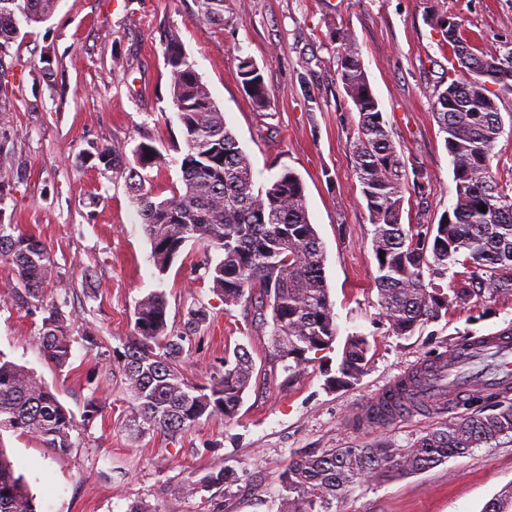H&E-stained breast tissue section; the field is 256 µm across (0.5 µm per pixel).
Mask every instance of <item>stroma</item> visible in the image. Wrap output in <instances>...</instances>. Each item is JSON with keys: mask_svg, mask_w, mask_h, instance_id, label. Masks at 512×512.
Wrapping results in <instances>:
<instances>
[{"mask_svg": "<svg viewBox=\"0 0 512 512\" xmlns=\"http://www.w3.org/2000/svg\"><path fill=\"white\" fill-rule=\"evenodd\" d=\"M459 15L485 47L512 44V0H224V20H202L195 0H58L52 16L21 29L5 62L0 124L19 169L0 202V222L41 240L60 271L44 308L16 305L18 281L0 260V352L32 370L71 412L67 452L10 431L0 435L37 512H278L288 462L329 448L412 447L450 416L489 401L361 426L357 412L394 378L469 335L512 329V296L484 294L449 309L410 336L395 335L378 303L369 212L349 147L357 115L336 77L335 32H351L380 108L405 159L422 165L432 190L410 198V214L438 223L455 202L452 165L432 115V92L450 50L428 24V10ZM185 53L249 155L256 183L282 169L302 179L309 217L325 250V274L338 335L305 372L284 370L270 329L253 302L225 305L196 265L205 249L188 241L166 274L151 259L137 203L121 174L99 168L85 150L104 144L133 158L139 143L166 159L150 190L155 199L181 188L183 133L169 94L166 31ZM261 69L271 91L257 111L238 78L240 59ZM96 286L86 290V273ZM164 291L168 327L183 331L190 309L208 322L187 334L184 375L206 384L224 357L246 347L254 372L237 417L204 420L171 440L130 434L133 401L120 377L98 374L133 332L136 303ZM58 305L72 338L71 366L57 370L40 345L44 309ZM98 338L97 346L84 340ZM184 332V331H183ZM370 343L365 373L329 386L348 336ZM100 412L88 416L89 404ZM234 473L231 494L215 489L174 497L169 485L197 481L210 468ZM512 486V436L430 469L393 472L354 483L341 512H482Z\"/></svg>", "mask_w": 512, "mask_h": 512, "instance_id": "35a3bbf8", "label": "stroma"}]
</instances>
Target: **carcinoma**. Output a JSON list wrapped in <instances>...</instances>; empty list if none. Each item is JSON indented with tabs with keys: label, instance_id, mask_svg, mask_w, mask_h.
Listing matches in <instances>:
<instances>
[{
	"label": "carcinoma",
	"instance_id": "1",
	"mask_svg": "<svg viewBox=\"0 0 512 512\" xmlns=\"http://www.w3.org/2000/svg\"><path fill=\"white\" fill-rule=\"evenodd\" d=\"M56 0H0V76L4 57L20 25L47 20ZM201 17L224 21V0H196ZM431 24L451 49L448 73L434 88L433 116L443 133L453 167L455 202L436 224L403 223L405 193L420 196L431 184L422 166L408 165L394 141L392 126L379 108L354 36L336 31L337 77L358 115L350 147L356 175L373 226L375 283L382 314L397 336H410L423 323L448 314L488 291L512 295V179L492 170L494 149L504 125L490 85L512 83V45L484 48L462 19L434 14ZM170 95L182 124L185 151L180 161L182 188L155 200L146 189L148 170L165 159L148 143L134 150L135 165L104 145L89 156L107 171L120 170L139 205L155 268L165 274L190 240L218 252L203 263L212 290L227 306L245 297L259 320L271 313L272 348L285 369L296 374L313 361L310 354L332 346L338 335L334 303L325 278V255L311 223L300 176L283 169L256 185L248 154L224 121L206 85L182 49L177 33L166 35ZM238 76L258 111L269 90L255 63L239 60ZM487 211H481V207ZM0 259L9 261L23 305L42 303L56 275L46 246L0 224ZM447 281L441 285V281ZM43 319L41 344L58 369L71 366L72 339L64 315L53 306ZM133 340L117 353L113 366L136 404L132 431H159L175 439L201 419L233 420L243 403L253 362L245 347L224 358V371L208 386L190 382L179 368L185 336L168 330L167 300L161 291L141 298L135 310ZM207 309L187 313L186 329L198 330ZM370 343L361 334L345 342L339 375L332 386L354 382L364 373ZM13 431L64 451L72 447L73 418L34 372L0 352V431ZM512 434V404L489 413L458 417L428 431L399 455L384 448H332L289 461L283 474L279 512H338L354 482L386 473H416ZM235 476L210 469L197 482L173 484L172 496L214 488L231 493ZM0 512H37L35 498L0 447ZM482 512H512V487Z\"/></svg>",
	"mask_w": 512,
	"mask_h": 512
}]
</instances>
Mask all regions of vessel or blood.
<instances>
[{
  "instance_id": "b4317fda",
  "label": "vessel or blood",
  "mask_w": 512,
  "mask_h": 512,
  "mask_svg": "<svg viewBox=\"0 0 512 512\" xmlns=\"http://www.w3.org/2000/svg\"><path fill=\"white\" fill-rule=\"evenodd\" d=\"M433 374L424 393L435 400L475 393L504 397L512 394V336L492 333L458 343L432 363ZM397 384L384 388L367 407L373 422L392 417L386 409L398 397Z\"/></svg>"
}]
</instances>
